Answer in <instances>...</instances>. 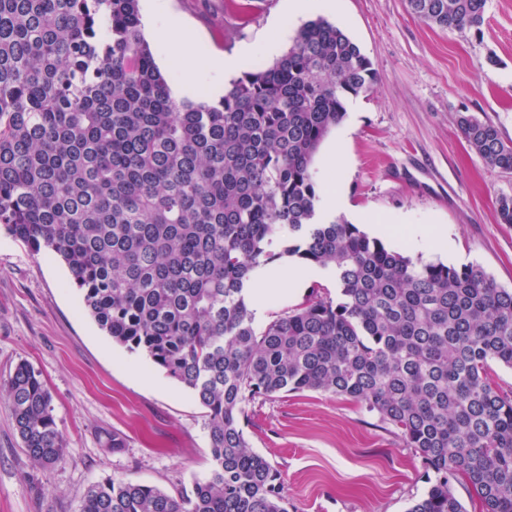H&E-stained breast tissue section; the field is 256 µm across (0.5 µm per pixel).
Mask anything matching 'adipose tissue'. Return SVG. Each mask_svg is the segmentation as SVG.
Segmentation results:
<instances>
[{
    "mask_svg": "<svg viewBox=\"0 0 512 512\" xmlns=\"http://www.w3.org/2000/svg\"><path fill=\"white\" fill-rule=\"evenodd\" d=\"M146 19L153 28L158 43L170 59L175 60L181 71L179 90L192 96L198 91L199 62L191 48V37L183 23L173 16H160L155 5H148ZM309 267L280 265L274 272L261 273L256 286L251 289L248 301L255 314H262L277 299L282 287L300 289L312 276Z\"/></svg>",
    "mask_w": 512,
    "mask_h": 512,
    "instance_id": "obj_1",
    "label": "adipose tissue"
}]
</instances>
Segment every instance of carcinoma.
<instances>
[{
    "mask_svg": "<svg viewBox=\"0 0 512 512\" xmlns=\"http://www.w3.org/2000/svg\"><path fill=\"white\" fill-rule=\"evenodd\" d=\"M441 30L478 28L485 0H408ZM370 60L340 27L305 23L270 67L217 103L172 97L139 0H0V228L68 268L84 308L206 410L207 477L175 498L110 479L80 512H288L277 472L240 419L257 399L322 391L394 427L435 473L407 512H512V398L489 363L512 368V289L482 267L424 262L339 217L321 221L312 163L368 90ZM492 167L512 143L463 113ZM285 257L333 277L258 329L247 289ZM29 458L66 448L40 374L0 386Z\"/></svg>",
    "mask_w": 512,
    "mask_h": 512,
    "instance_id": "obj_1",
    "label": "carcinoma"
}]
</instances>
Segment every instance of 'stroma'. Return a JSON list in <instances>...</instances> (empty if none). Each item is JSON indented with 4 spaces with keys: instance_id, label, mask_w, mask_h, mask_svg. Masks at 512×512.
Here are the masks:
<instances>
[{
    "instance_id": "35a3bbf8",
    "label": "stroma",
    "mask_w": 512,
    "mask_h": 512,
    "mask_svg": "<svg viewBox=\"0 0 512 512\" xmlns=\"http://www.w3.org/2000/svg\"><path fill=\"white\" fill-rule=\"evenodd\" d=\"M281 0H166L191 31L199 60L248 45L249 68L271 66L272 34L288 48L305 17L281 18ZM329 20L372 62L368 91L312 164L318 187L337 178L340 214L389 247L425 261L481 266L512 288V226L498 201L512 173L488 165L462 136L469 113L512 143V0H486L480 29L443 31L410 14L407 0H342ZM344 160L328 166L330 155ZM405 224L447 229L450 252L412 246ZM41 375L67 442L50 468L35 465L0 393V512H79L86 490L110 479L176 496L210 470L205 409L148 357L112 342L85 312L66 265L0 231V381L19 363ZM241 426L277 470L288 512H406L435 480L395 429L344 398L288 393L247 407ZM124 442L113 449V437Z\"/></svg>"
}]
</instances>
